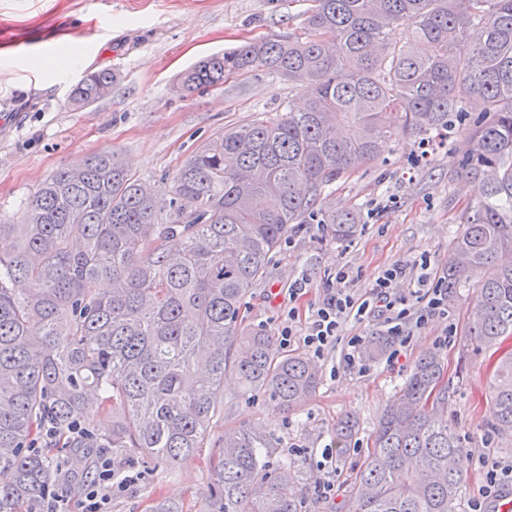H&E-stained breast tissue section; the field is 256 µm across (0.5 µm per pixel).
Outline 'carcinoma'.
I'll return each mask as SVG.
<instances>
[{
	"label": "carcinoma",
	"mask_w": 512,
	"mask_h": 512,
	"mask_svg": "<svg viewBox=\"0 0 512 512\" xmlns=\"http://www.w3.org/2000/svg\"><path fill=\"white\" fill-rule=\"evenodd\" d=\"M396 25L409 29L402 45L388 38ZM254 71L309 82L307 106L216 133L160 185L95 153L45 178L22 223L0 224V512H38L55 476L80 492L103 448L117 475L145 459H192L224 414L228 369L284 410L303 405L319 369L245 325L244 300L299 225L355 236L359 213L322 200L377 162L382 141L400 129L428 145L470 117L456 170L483 196L453 240L444 285L452 298L478 279L463 341L497 356L488 417L512 440V349H501L512 338V0H310L304 31L210 55L177 89ZM115 82L91 72L69 102H98ZM22 280L34 284L27 296ZM443 372L425 352L382 412L350 512H458L463 443ZM95 408L112 410L110 431L87 422ZM356 426L337 425L338 447ZM274 452L262 428L225 430L213 512H297L288 464L268 468Z\"/></svg>",
	"instance_id": "obj_1"
}]
</instances>
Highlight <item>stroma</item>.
Returning <instances> with one entry per match:
<instances>
[{
	"label": "stroma",
	"mask_w": 512,
	"mask_h": 512,
	"mask_svg": "<svg viewBox=\"0 0 512 512\" xmlns=\"http://www.w3.org/2000/svg\"><path fill=\"white\" fill-rule=\"evenodd\" d=\"M306 0H0V222L20 223L30 197L58 168L102 151L114 153L143 180L172 174L203 141L224 127L259 113L300 108L311 88L255 71L224 85L181 96L177 76L204 57L244 41L285 30H301ZM83 44L86 62L60 58L69 42ZM111 69V94L79 110L69 104L71 88L86 74ZM462 132L449 131L434 144L426 163L415 164L419 140L404 134L381 148L379 163L337 181L338 207L357 210L361 227L354 239L339 241L327 230L303 224L290 232L272 259L264 282L245 299L246 324L279 336L283 315L295 307L296 333H304L325 286L339 266L349 286L368 292L382 270L397 262H427L433 279L443 278L452 243L479 188L454 171ZM306 291L289 303L295 280ZM475 298L474 286L460 288L442 312L415 329L399 360H369L363 371L347 368L344 341L325 351L317 364L322 384L303 405L284 411L268 394L243 393L234 373L224 377V418L214 422L210 440L226 429L260 425L270 433L278 456L295 473L300 512H347L349 482L370 447L371 433L388 400L427 351L445 363L448 423L460 434L467 482L460 512L481 505L501 512L512 498V481L488 488L486 474L512 465V442L494 439L485 399L488 355L462 350L460 338ZM355 418L350 447L336 446V426ZM208 454L173 467L140 474L134 484L113 488L108 512H150L153 500H167L180 512H209ZM333 481L336 494L323 497L317 485Z\"/></svg>",
	"instance_id": "obj_1"
}]
</instances>
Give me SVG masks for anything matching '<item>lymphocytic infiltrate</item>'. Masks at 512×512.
<instances>
[{
	"instance_id": "1",
	"label": "lymphocytic infiltrate",
	"mask_w": 512,
	"mask_h": 512,
	"mask_svg": "<svg viewBox=\"0 0 512 512\" xmlns=\"http://www.w3.org/2000/svg\"><path fill=\"white\" fill-rule=\"evenodd\" d=\"M416 279L421 289L416 305H409L407 298L398 292V283ZM349 279L346 269H339L336 283L324 291L312 319L303 336H296L292 325H285L280 332V347L290 346L293 340L302 344L315 355L322 357L325 350L338 340H345L348 351L344 357L349 368L361 367L360 350L366 342L364 335L342 337L341 330L348 322L363 323L370 307L384 308L388 314V333L398 344H405L411 327L421 326L426 315L436 313L446 301L445 289L432 284L427 272H414L412 267L397 263L378 275L370 298H362L347 292L345 284Z\"/></svg>"
}]
</instances>
